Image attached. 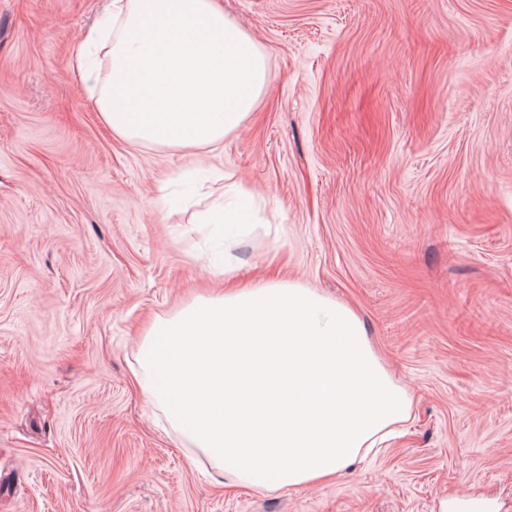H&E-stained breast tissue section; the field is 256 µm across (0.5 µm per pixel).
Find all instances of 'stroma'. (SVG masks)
I'll use <instances>...</instances> for the list:
<instances>
[{"label": "stroma", "instance_id": "35a3bbf8", "mask_svg": "<svg viewBox=\"0 0 512 512\" xmlns=\"http://www.w3.org/2000/svg\"><path fill=\"white\" fill-rule=\"evenodd\" d=\"M101 0H0V512H512V0H220L267 85L221 148L130 144L68 65ZM239 282L352 306L412 399L315 487L218 471L130 382ZM233 196L235 201L229 203L222 212H217L212 216V224H223L226 223L225 231H233L236 223H243L246 219V201L250 198V192L244 188L233 189Z\"/></svg>", "mask_w": 512, "mask_h": 512}]
</instances>
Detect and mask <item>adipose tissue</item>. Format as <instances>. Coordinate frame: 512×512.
I'll use <instances>...</instances> for the list:
<instances>
[{
	"mask_svg": "<svg viewBox=\"0 0 512 512\" xmlns=\"http://www.w3.org/2000/svg\"><path fill=\"white\" fill-rule=\"evenodd\" d=\"M71 50L104 125L133 143L218 147L267 82L217 0H107ZM133 375L216 467L259 490L322 483L410 417L360 316L296 283L200 297L146 332Z\"/></svg>",
	"mask_w": 512,
	"mask_h": 512,
	"instance_id": "obj_1",
	"label": "adipose tissue"
}]
</instances>
